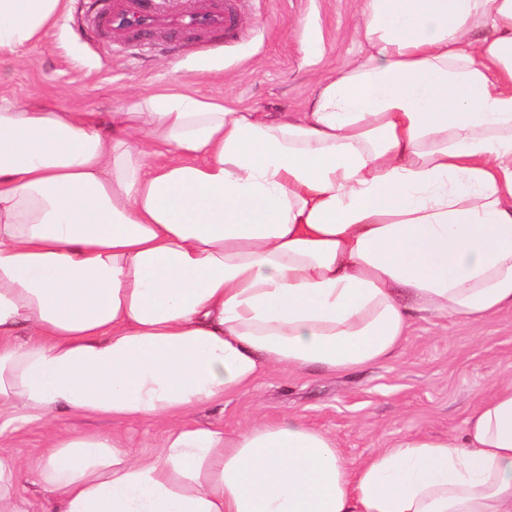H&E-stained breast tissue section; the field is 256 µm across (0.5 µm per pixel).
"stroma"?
<instances>
[{
    "instance_id": "1",
    "label": "stroma",
    "mask_w": 512,
    "mask_h": 512,
    "mask_svg": "<svg viewBox=\"0 0 512 512\" xmlns=\"http://www.w3.org/2000/svg\"><path fill=\"white\" fill-rule=\"evenodd\" d=\"M236 39L184 32L110 39L88 23V0L24 51L0 50V90L63 108L109 112L137 93L185 83L196 96L278 116L305 111L324 72L366 50L362 0H232ZM512 380V311L476 322L416 320L391 360L352 372L272 370L247 391L198 409L200 424L240 428L303 416L360 461L409 434L456 435L493 383ZM111 419L58 412L21 427L15 451L38 452L58 431L111 434Z\"/></svg>"
}]
</instances>
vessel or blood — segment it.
I'll list each match as a JSON object with an SVG mask.
<instances>
[{
	"mask_svg": "<svg viewBox=\"0 0 512 512\" xmlns=\"http://www.w3.org/2000/svg\"><path fill=\"white\" fill-rule=\"evenodd\" d=\"M91 20L112 33L144 37L157 32L203 31L221 32L232 38L238 33L237 16L224 0H201L197 10L179 15L146 10L142 0H108L94 10Z\"/></svg>",
	"mask_w": 512,
	"mask_h": 512,
	"instance_id": "1",
	"label": "vessel or blood"
}]
</instances>
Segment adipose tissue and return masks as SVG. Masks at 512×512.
<instances>
[{
	"label": "adipose tissue",
	"instance_id": "ef3b65f1",
	"mask_svg": "<svg viewBox=\"0 0 512 512\" xmlns=\"http://www.w3.org/2000/svg\"><path fill=\"white\" fill-rule=\"evenodd\" d=\"M68 0H0V49ZM367 50L272 118L180 87L0 91V512H512V382L460 435L349 463L301 416L190 421L265 371L394 358L416 314L512 310V0H364ZM160 420L155 453L17 424ZM115 426V422L105 417L78 415L62 410L57 413L52 427L37 423L21 426L16 434V448L13 449L19 456L26 457L38 452L58 431L98 432L108 435L112 434V427Z\"/></svg>",
	"mask_w": 512,
	"mask_h": 512
}]
</instances>
